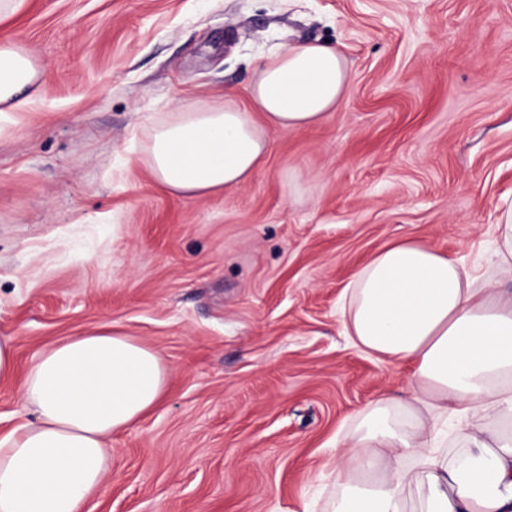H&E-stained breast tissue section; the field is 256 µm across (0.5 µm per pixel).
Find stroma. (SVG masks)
<instances>
[{"label":"stroma","instance_id":"35a3bbf8","mask_svg":"<svg viewBox=\"0 0 512 512\" xmlns=\"http://www.w3.org/2000/svg\"><path fill=\"white\" fill-rule=\"evenodd\" d=\"M328 42L351 87L272 135L252 179L175 198L152 123L260 55ZM0 44L47 92L0 136V336L19 370L107 328L156 349L159 403L112 436L85 512H327L358 412L412 369L354 348L339 307L387 243L485 261L512 195V0H27Z\"/></svg>","mask_w":512,"mask_h":512}]
</instances>
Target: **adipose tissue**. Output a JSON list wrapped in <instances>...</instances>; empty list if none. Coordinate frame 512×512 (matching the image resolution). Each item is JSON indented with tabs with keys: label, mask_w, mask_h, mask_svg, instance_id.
I'll return each instance as SVG.
<instances>
[{
	"label": "adipose tissue",
	"mask_w": 512,
	"mask_h": 512,
	"mask_svg": "<svg viewBox=\"0 0 512 512\" xmlns=\"http://www.w3.org/2000/svg\"><path fill=\"white\" fill-rule=\"evenodd\" d=\"M40 59L0 45V134L41 95ZM351 85L343 53L303 42L263 54L247 105L231 97L178 108L146 146L156 180L178 197L246 184L268 134L322 122ZM494 226L496 277L413 239L378 250L341 307L345 336L380 361H404L399 397L367 404L328 477L340 512H403L416 486L419 512H512V199ZM158 353L108 329L43 347L22 399L32 415L0 436V512H84L112 465L106 441L161 399ZM462 448L444 451L448 422Z\"/></svg>",
	"instance_id": "obj_1"
}]
</instances>
